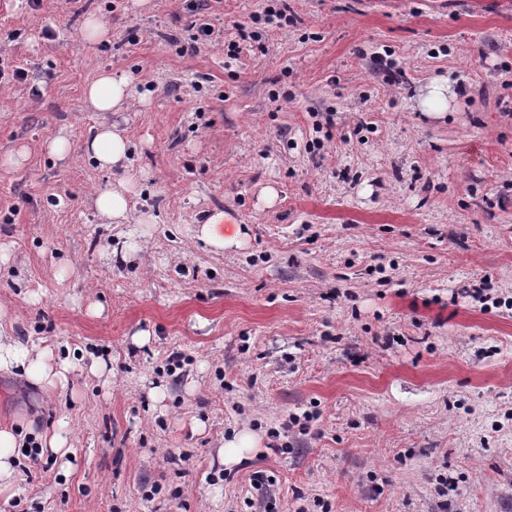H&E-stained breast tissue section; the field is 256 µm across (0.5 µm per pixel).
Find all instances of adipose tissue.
<instances>
[{
	"mask_svg": "<svg viewBox=\"0 0 512 512\" xmlns=\"http://www.w3.org/2000/svg\"><path fill=\"white\" fill-rule=\"evenodd\" d=\"M85 99L97 112L109 114L126 110L133 99L131 79L117 72H104L85 89ZM129 142L117 125L102 122L84 144L85 155L103 168L123 166ZM138 178L126 176L99 192L94 207L103 220L110 224H126L132 219ZM192 236L205 243L214 252L241 248L245 235L239 224L227 212L217 211L207 221L195 225ZM0 371L19 375L27 383L51 395L67 388L70 364L68 360L50 361L38 350L35 341L18 342L0 335Z\"/></svg>",
	"mask_w": 512,
	"mask_h": 512,
	"instance_id": "ef3b65f1",
	"label": "adipose tissue"
}]
</instances>
